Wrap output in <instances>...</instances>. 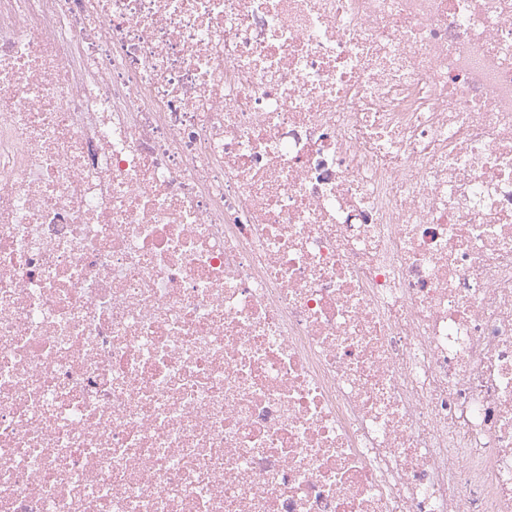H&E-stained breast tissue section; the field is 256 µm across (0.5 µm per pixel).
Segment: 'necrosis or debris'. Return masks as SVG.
<instances>
[{
  "mask_svg": "<svg viewBox=\"0 0 512 512\" xmlns=\"http://www.w3.org/2000/svg\"><path fill=\"white\" fill-rule=\"evenodd\" d=\"M0 512H512V0H0Z\"/></svg>",
  "mask_w": 512,
  "mask_h": 512,
  "instance_id": "4bbe7bcc",
  "label": "necrosis or debris"
}]
</instances>
